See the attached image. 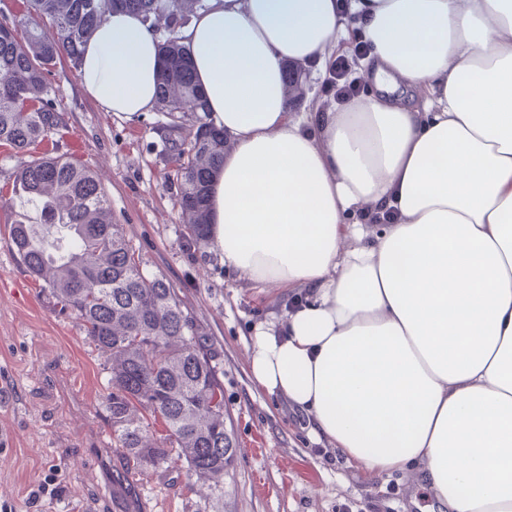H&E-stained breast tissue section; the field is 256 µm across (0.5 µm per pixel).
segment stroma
<instances>
[{
    "instance_id": "35a3bbf8",
    "label": "stroma",
    "mask_w": 512,
    "mask_h": 512,
    "mask_svg": "<svg viewBox=\"0 0 512 512\" xmlns=\"http://www.w3.org/2000/svg\"><path fill=\"white\" fill-rule=\"evenodd\" d=\"M49 83L64 118L55 154L92 169L147 274L177 288L217 353L236 455L219 498L179 465L125 473L106 410L109 355L32 279L0 210V505L15 512H422L420 474L377 479L355 469L309 439L305 417L252 382V328L281 315L291 294L239 282L207 245L186 246L168 149L171 140L190 139L189 119L173 122L154 110L121 120L81 92L77 68L65 61ZM46 478L51 494L28 503Z\"/></svg>"
}]
</instances>
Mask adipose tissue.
Segmentation results:
<instances>
[{
  "label": "adipose tissue",
  "instance_id": "1",
  "mask_svg": "<svg viewBox=\"0 0 512 512\" xmlns=\"http://www.w3.org/2000/svg\"><path fill=\"white\" fill-rule=\"evenodd\" d=\"M355 15L376 91L288 110L285 66ZM230 145L210 248L303 301L259 322L253 383L373 476L417 468L448 512H512V0H209L179 33ZM162 39L107 14L83 93L134 121Z\"/></svg>",
  "mask_w": 512,
  "mask_h": 512
}]
</instances>
